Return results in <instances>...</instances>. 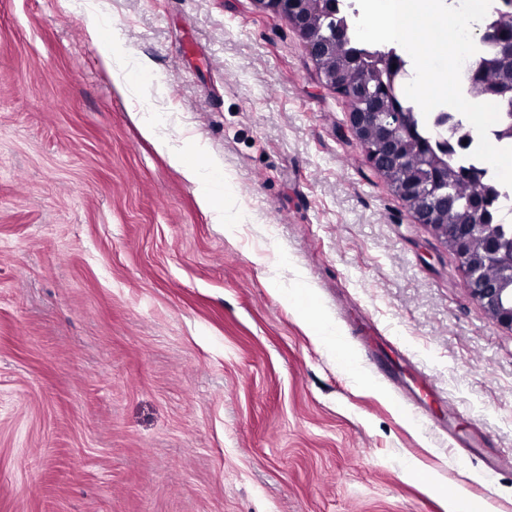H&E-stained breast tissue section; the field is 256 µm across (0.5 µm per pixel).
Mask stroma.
Listing matches in <instances>:
<instances>
[{
    "mask_svg": "<svg viewBox=\"0 0 512 512\" xmlns=\"http://www.w3.org/2000/svg\"><path fill=\"white\" fill-rule=\"evenodd\" d=\"M464 280L285 16L0 0V512H512Z\"/></svg>",
    "mask_w": 512,
    "mask_h": 512,
    "instance_id": "obj_1",
    "label": "stroma"
}]
</instances>
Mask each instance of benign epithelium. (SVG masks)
Masks as SVG:
<instances>
[{"instance_id": "7a95c632", "label": "benign epithelium", "mask_w": 512, "mask_h": 512, "mask_svg": "<svg viewBox=\"0 0 512 512\" xmlns=\"http://www.w3.org/2000/svg\"><path fill=\"white\" fill-rule=\"evenodd\" d=\"M275 14L284 15L305 40L325 82L350 104L353 131L364 146L372 166L386 177L396 195L420 224L444 238L465 271V286L472 298L499 324L512 329V231L503 224H484L475 199L466 198L467 212L458 224L448 222V201L463 196L469 179L448 180V168L436 153L421 147L417 163L406 162L416 144L407 112H386L376 97H364L366 73L338 71L333 67L336 46L349 42L350 29L334 22H315L313 9L329 19L336 0H261ZM495 44L502 65L499 83L512 87V27L505 24L482 33Z\"/></svg>"}]
</instances>
